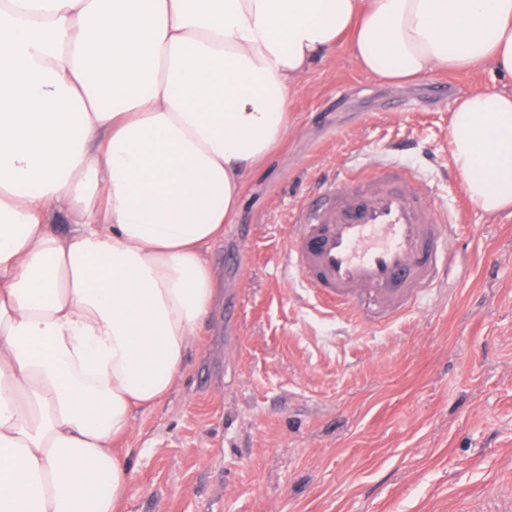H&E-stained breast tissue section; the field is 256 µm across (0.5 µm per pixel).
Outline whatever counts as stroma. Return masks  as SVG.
<instances>
[{
	"label": "stroma",
	"mask_w": 512,
	"mask_h": 512,
	"mask_svg": "<svg viewBox=\"0 0 512 512\" xmlns=\"http://www.w3.org/2000/svg\"><path fill=\"white\" fill-rule=\"evenodd\" d=\"M511 87L489 69L390 86L345 45L313 62L206 253L221 293L183 380L119 445L124 512H512V215L468 197L448 144L457 100ZM378 161L458 211L455 274L366 328L315 303L286 239L320 187Z\"/></svg>",
	"instance_id": "1"
}]
</instances>
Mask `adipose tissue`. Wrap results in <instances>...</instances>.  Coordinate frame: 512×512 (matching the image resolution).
Masks as SVG:
<instances>
[{
    "label": "adipose tissue",
    "mask_w": 512,
    "mask_h": 512,
    "mask_svg": "<svg viewBox=\"0 0 512 512\" xmlns=\"http://www.w3.org/2000/svg\"><path fill=\"white\" fill-rule=\"evenodd\" d=\"M344 43L384 81L512 76V0H0V512H123L113 446L184 376L204 251ZM448 135L469 197L512 212V90Z\"/></svg>",
    "instance_id": "ef3b65f1"
}]
</instances>
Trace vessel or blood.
<instances>
[{
  "label": "vessel or blood",
  "instance_id": "1",
  "mask_svg": "<svg viewBox=\"0 0 512 512\" xmlns=\"http://www.w3.org/2000/svg\"><path fill=\"white\" fill-rule=\"evenodd\" d=\"M448 213L413 173L379 164L347 176L300 212L288 256L322 307L390 322L451 267Z\"/></svg>",
  "mask_w": 512,
  "mask_h": 512
}]
</instances>
